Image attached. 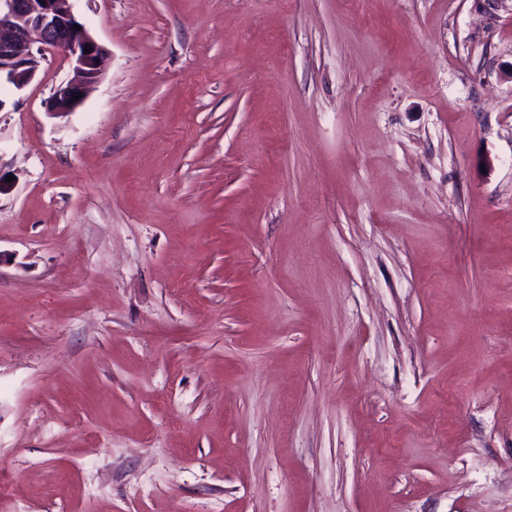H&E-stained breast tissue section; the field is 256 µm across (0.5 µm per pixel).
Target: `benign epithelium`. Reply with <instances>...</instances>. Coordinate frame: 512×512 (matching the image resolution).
<instances>
[{
    "label": "benign epithelium",
    "instance_id": "obj_1",
    "mask_svg": "<svg viewBox=\"0 0 512 512\" xmlns=\"http://www.w3.org/2000/svg\"><path fill=\"white\" fill-rule=\"evenodd\" d=\"M73 0H0V81L20 90L35 77L40 61L32 47L51 50L72 65L73 76L51 97L48 110L54 115L74 111L102 78L105 47L75 25ZM91 52H84V48ZM79 99H74L77 94Z\"/></svg>",
    "mask_w": 512,
    "mask_h": 512
}]
</instances>
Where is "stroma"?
<instances>
[{
    "label": "stroma",
    "instance_id": "1",
    "mask_svg": "<svg viewBox=\"0 0 512 512\" xmlns=\"http://www.w3.org/2000/svg\"><path fill=\"white\" fill-rule=\"evenodd\" d=\"M73 9L84 103L0 85V512H512V0Z\"/></svg>",
    "mask_w": 512,
    "mask_h": 512
}]
</instances>
